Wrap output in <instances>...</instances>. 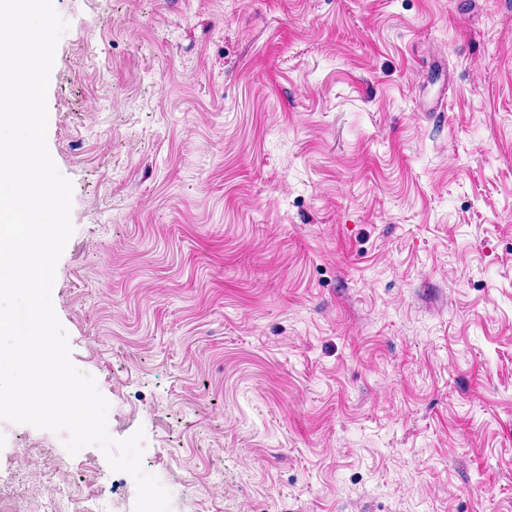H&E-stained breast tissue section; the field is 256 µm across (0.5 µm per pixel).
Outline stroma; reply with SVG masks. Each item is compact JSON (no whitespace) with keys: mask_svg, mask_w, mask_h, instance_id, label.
I'll use <instances>...</instances> for the list:
<instances>
[{"mask_svg":"<svg viewBox=\"0 0 512 512\" xmlns=\"http://www.w3.org/2000/svg\"><path fill=\"white\" fill-rule=\"evenodd\" d=\"M52 288L170 512H512V0H53ZM0 419V512H134Z\"/></svg>","mask_w":512,"mask_h":512,"instance_id":"obj_1","label":"stroma"}]
</instances>
